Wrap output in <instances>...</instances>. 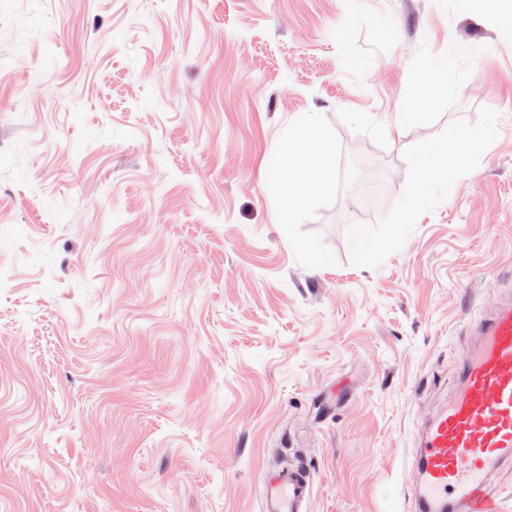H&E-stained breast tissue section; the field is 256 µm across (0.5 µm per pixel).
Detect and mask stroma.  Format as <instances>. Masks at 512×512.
I'll return each instance as SVG.
<instances>
[{
  "label": "stroma",
  "instance_id": "stroma-1",
  "mask_svg": "<svg viewBox=\"0 0 512 512\" xmlns=\"http://www.w3.org/2000/svg\"><path fill=\"white\" fill-rule=\"evenodd\" d=\"M307 112L333 178L284 224ZM491 118L396 223L413 157ZM510 296L512 0H0V512H259L291 465L309 512H411L422 426ZM451 68V62L448 57L435 60L431 66V72L441 75L438 82H433L435 78L424 77L421 81V86L425 90L426 97H432L439 94H447L448 92V71ZM496 132V124L494 121L489 122L486 127L477 133H469L466 135L453 132L448 137L449 145L453 149L454 156L459 162H467L475 149V147L494 136Z\"/></svg>",
  "mask_w": 512,
  "mask_h": 512
}]
</instances>
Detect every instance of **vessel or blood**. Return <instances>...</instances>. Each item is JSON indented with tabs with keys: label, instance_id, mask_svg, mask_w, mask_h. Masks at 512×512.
<instances>
[{
	"label": "vessel or blood",
	"instance_id": "vessel-or-blood-1",
	"mask_svg": "<svg viewBox=\"0 0 512 512\" xmlns=\"http://www.w3.org/2000/svg\"><path fill=\"white\" fill-rule=\"evenodd\" d=\"M478 345L460 387L425 426L412 462L415 512H507L488 481L492 467L512 463V304L480 321ZM309 472L268 473L261 512H308Z\"/></svg>",
	"mask_w": 512,
	"mask_h": 512
}]
</instances>
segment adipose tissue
Instances as JSON below:
<instances>
[{
    "instance_id": "adipose-tissue-1",
    "label": "adipose tissue",
    "mask_w": 512,
    "mask_h": 512,
    "mask_svg": "<svg viewBox=\"0 0 512 512\" xmlns=\"http://www.w3.org/2000/svg\"><path fill=\"white\" fill-rule=\"evenodd\" d=\"M495 132L496 125L491 122L480 132L466 135L454 132L449 135L447 144L424 149L408 169L411 191L398 212L397 223H412L415 214L428 204L429 199L424 192L427 185L447 181L449 157L468 161L475 147L489 140ZM308 142L314 143V150L301 165L294 167L287 181L275 179L269 184L270 191L284 201L281 219L286 224L302 223L313 197L324 192L332 179L328 132L311 115L298 120L289 132L279 152L281 164H288L298 148Z\"/></svg>"
}]
</instances>
